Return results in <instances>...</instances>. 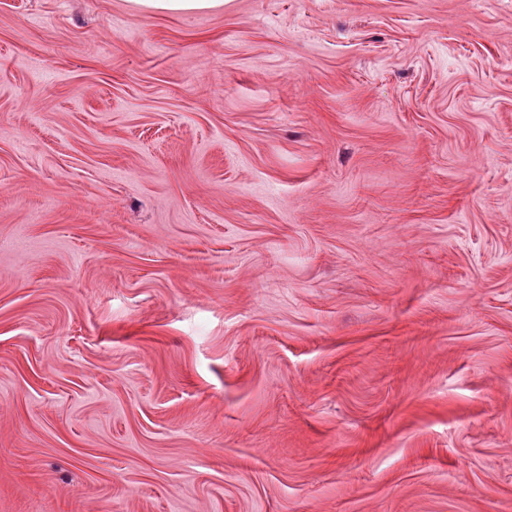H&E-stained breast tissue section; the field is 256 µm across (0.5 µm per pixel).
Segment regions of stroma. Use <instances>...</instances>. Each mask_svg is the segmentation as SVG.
Wrapping results in <instances>:
<instances>
[{"instance_id":"obj_1","label":"stroma","mask_w":512,"mask_h":512,"mask_svg":"<svg viewBox=\"0 0 512 512\" xmlns=\"http://www.w3.org/2000/svg\"><path fill=\"white\" fill-rule=\"evenodd\" d=\"M0 512H512V0H0ZM130 2L152 14L186 15L220 9L228 0H130Z\"/></svg>"}]
</instances>
